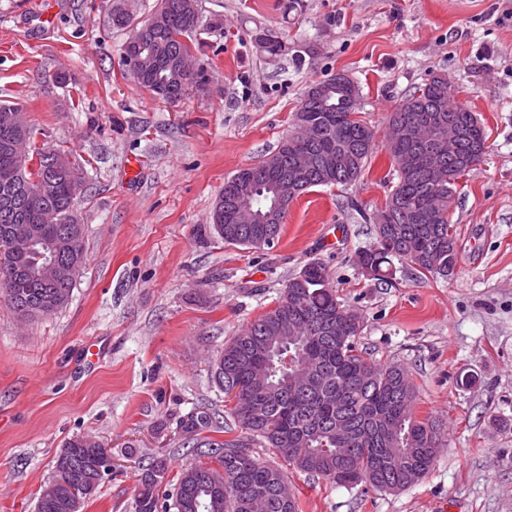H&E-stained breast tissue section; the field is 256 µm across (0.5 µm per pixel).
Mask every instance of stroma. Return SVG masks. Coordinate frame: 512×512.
<instances>
[{"label": "stroma", "instance_id": "stroma-1", "mask_svg": "<svg viewBox=\"0 0 512 512\" xmlns=\"http://www.w3.org/2000/svg\"><path fill=\"white\" fill-rule=\"evenodd\" d=\"M288 3L202 0L203 21L223 23L195 56L209 83L169 104L123 64L112 0H0V101L82 167L86 228L62 309L24 321L0 292V512H35L78 436L114 464L82 512H133L153 457L174 476L199 463L180 420L196 409L231 418L212 359L310 261L360 316V349L404 368L418 416L442 429L431 469L402 491L290 473L302 512H512V0ZM258 27L298 45L302 61L264 59L250 39ZM339 73L357 83L358 117L376 133L365 171L295 198L273 246L224 244L212 213L225 180L275 152L309 87ZM436 73L488 136L456 184L459 263L442 279L396 260L380 282L358 254L393 186L388 119Z\"/></svg>", "mask_w": 512, "mask_h": 512}]
</instances>
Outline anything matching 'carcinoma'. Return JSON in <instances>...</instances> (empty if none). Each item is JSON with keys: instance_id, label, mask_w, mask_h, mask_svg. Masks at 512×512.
<instances>
[{"instance_id": "carcinoma-1", "label": "carcinoma", "mask_w": 512, "mask_h": 512, "mask_svg": "<svg viewBox=\"0 0 512 512\" xmlns=\"http://www.w3.org/2000/svg\"><path fill=\"white\" fill-rule=\"evenodd\" d=\"M112 29L138 34L139 45L123 44V64L131 53L147 61L139 85L166 101H180L193 87L208 82L200 68L188 74L185 62L200 47V0H161L146 20L133 23L122 0H112L108 19ZM262 38H252L256 50L276 62L294 47L274 30L258 28ZM324 91L307 92L294 122L316 130L315 139L296 148L283 138L267 159L239 170L224 182V196L215 209L224 217L219 237L227 245L254 247L252 238L266 236L269 247L280 238L288 209L262 220L272 209L277 187L299 180L298 194L317 186L344 185L357 180L375 148L374 132L346 111L335 79L322 82ZM448 81L430 80L406 97L388 121L385 149L396 172L397 184L378 212L375 244L362 251L359 265L376 280L392 276L397 258L419 273L449 278L459 262L457 228L452 224L448 197L456 180L470 171L478 156L483 124L475 113L451 101ZM19 108L0 102V228L36 224L44 238L57 244L61 258L82 266L85 225L70 218L74 197L69 174L56 170L51 151L37 146L34 129L26 120H13ZM422 114L439 115L443 124L461 131L453 154L442 157L454 172V181L442 187L428 173L409 166L412 144L401 134L405 119ZM30 140L28 159L39 166L27 171L26 163L10 149L11 142ZM346 152L349 164L327 170L330 153ZM12 175L25 182L49 183V192L21 189L10 204L3 203V179ZM253 211V224H238L237 209ZM304 279L291 277L277 305L245 325L213 360L211 377L218 388H240V401L232 406L234 425L248 433L216 440L209 433H232L205 412H191L180 422L182 446L204 449L211 465L188 467L168 479V460L156 457L138 479L134 512H301L297 497L283 501L274 489L289 481L288 473L252 453L259 443L273 449L293 470L340 484H367L383 492L403 490L430 470L440 424L416 415L417 390L407 372L396 365L381 366L367 360L358 347L360 317L336 297L326 268L317 261L303 266ZM76 280L47 285L34 276L10 281L7 299L25 317L55 313L69 300ZM306 323V330L290 334L281 329L284 317ZM69 460L80 459L95 471L88 448L92 439L76 437L66 443ZM97 494L86 484L67 487L46 484L36 512H69L67 498L85 503Z\"/></svg>"}]
</instances>
